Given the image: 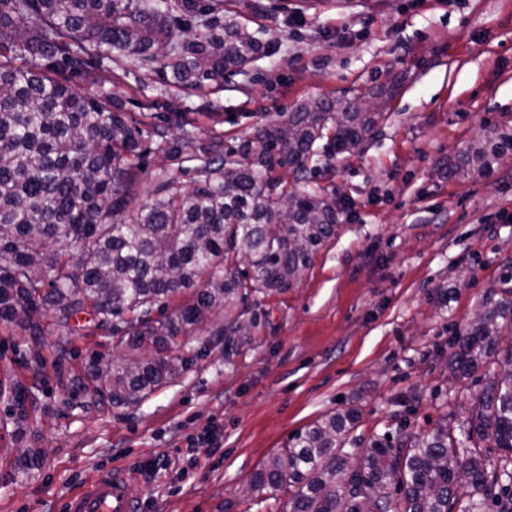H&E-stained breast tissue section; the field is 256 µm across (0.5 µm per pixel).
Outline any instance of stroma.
<instances>
[{"mask_svg": "<svg viewBox=\"0 0 512 512\" xmlns=\"http://www.w3.org/2000/svg\"><path fill=\"white\" fill-rule=\"evenodd\" d=\"M253 18L268 52L198 90L140 62L104 60L78 92L140 128L186 114L173 140L229 149L314 98H371L399 86L384 119L317 185L344 204L335 238L286 293L243 316L234 353L223 320L180 337L186 369L134 409L87 400L73 383L119 350L78 316L73 334L33 344L0 322V512H60L97 471L132 479L138 512H285L287 497L239 493L287 438L328 413L358 409L359 447L400 425L459 427L484 383L453 385L446 361L501 272L512 265V154L485 178L449 169L474 141L512 129V0H287ZM136 191L183 180L184 156L148 144ZM27 417L15 423L16 393ZM216 431L220 447H195ZM42 449L24 469L20 451Z\"/></svg>", "mask_w": 512, "mask_h": 512, "instance_id": "1", "label": "stroma"}]
</instances>
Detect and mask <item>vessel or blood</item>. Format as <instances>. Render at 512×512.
<instances>
[{"mask_svg": "<svg viewBox=\"0 0 512 512\" xmlns=\"http://www.w3.org/2000/svg\"><path fill=\"white\" fill-rule=\"evenodd\" d=\"M130 484L124 472H98L86 488L64 500L63 512H137Z\"/></svg>", "mask_w": 512, "mask_h": 512, "instance_id": "1", "label": "vessel or blood"}]
</instances>
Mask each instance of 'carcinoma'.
<instances>
[{
  "label": "carcinoma",
  "instance_id": "obj_1",
  "mask_svg": "<svg viewBox=\"0 0 512 512\" xmlns=\"http://www.w3.org/2000/svg\"><path fill=\"white\" fill-rule=\"evenodd\" d=\"M226 2L0 0V320L24 324L37 345L42 312L61 334L86 313L128 351L105 372L89 370L73 401L104 390L116 407L140 405L183 370L177 338L218 312L233 351L255 298L287 291L336 235V194L309 187L318 157L355 149L394 91L392 80L372 104L313 100L225 153L216 143L200 147L187 157L189 183H160L139 202L145 138L180 152L170 122L146 132L80 95L71 79L98 77L116 51L169 84L218 83L265 51ZM509 152L512 129H499L470 144L453 173L487 177ZM277 166L292 179L274 175ZM73 243L79 268L67 257ZM501 285L448 356L449 378L482 371L488 379L460 434L446 422L424 434L385 432L352 466L346 445L359 414L350 408L290 436L249 487L286 493L288 512H475V496L501 489L497 512H512V470L495 467L479 446L490 437L512 454V352L491 359L500 325L512 324V269ZM187 290L190 300L167 311ZM462 468L465 487L456 484Z\"/></svg>",
  "mask_w": 512,
  "mask_h": 512
}]
</instances>
